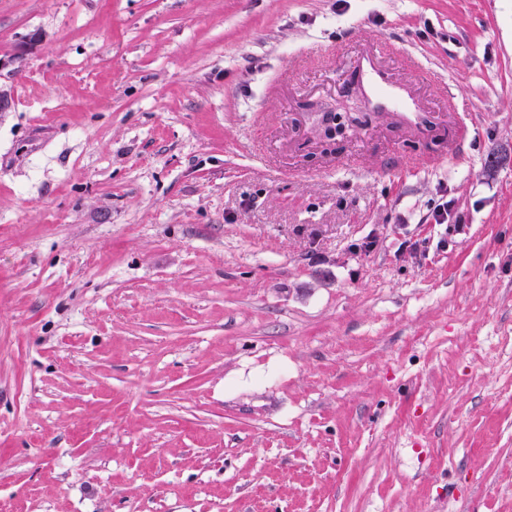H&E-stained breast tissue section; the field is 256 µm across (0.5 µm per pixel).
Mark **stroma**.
Returning <instances> with one entry per match:
<instances>
[{"label": "stroma", "mask_w": 512, "mask_h": 512, "mask_svg": "<svg viewBox=\"0 0 512 512\" xmlns=\"http://www.w3.org/2000/svg\"><path fill=\"white\" fill-rule=\"evenodd\" d=\"M0 89V512H512V0H0Z\"/></svg>", "instance_id": "stroma-1"}]
</instances>
